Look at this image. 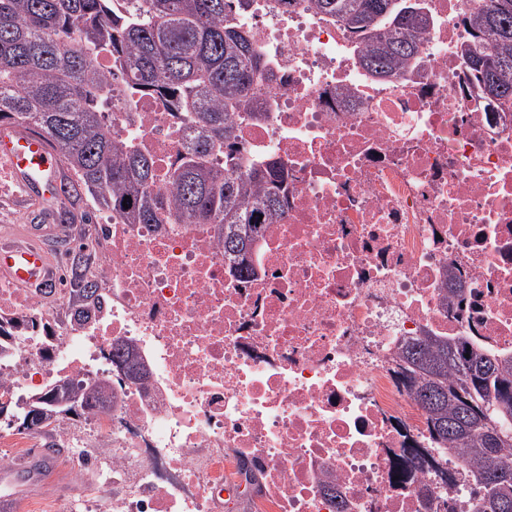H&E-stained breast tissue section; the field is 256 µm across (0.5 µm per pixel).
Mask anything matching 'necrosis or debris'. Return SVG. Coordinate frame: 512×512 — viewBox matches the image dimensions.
Here are the masks:
<instances>
[{"instance_id":"1","label":"necrosis or debris","mask_w":512,"mask_h":512,"mask_svg":"<svg viewBox=\"0 0 512 512\" xmlns=\"http://www.w3.org/2000/svg\"><path fill=\"white\" fill-rule=\"evenodd\" d=\"M419 5L417 57L388 78L310 0L240 15L266 73L234 115L236 147L287 174L255 275L233 273L212 225L107 223L88 237L98 290L82 321L64 313L67 289L0 281V320L33 327L0 350V402L34 382L112 385L110 405L59 430L84 507L216 512L227 488L249 492L250 512H447L468 498L397 356L427 333L512 353V111L467 77L466 0ZM106 119L162 176L194 131L170 97L131 100L120 84ZM456 278L460 302L446 297ZM118 341L146 382L117 370Z\"/></svg>"}]
</instances>
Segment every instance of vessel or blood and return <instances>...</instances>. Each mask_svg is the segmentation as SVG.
<instances>
[{
	"label": "vessel or blood",
	"instance_id": "vessel-or-blood-1",
	"mask_svg": "<svg viewBox=\"0 0 512 512\" xmlns=\"http://www.w3.org/2000/svg\"><path fill=\"white\" fill-rule=\"evenodd\" d=\"M7 160L13 176L27 199L53 202L60 182L61 162L48 147L44 137L29 129L0 130V160ZM0 273L20 285L38 283L52 287L53 281L45 250L38 245H0ZM34 460H25L15 470L0 474L5 491L0 494V512H16L22 496L18 485Z\"/></svg>",
	"mask_w": 512,
	"mask_h": 512
}]
</instances>
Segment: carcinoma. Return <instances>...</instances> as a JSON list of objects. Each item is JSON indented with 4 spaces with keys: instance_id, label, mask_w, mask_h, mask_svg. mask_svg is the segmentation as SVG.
I'll return each mask as SVG.
<instances>
[{
    "instance_id": "carcinoma-1",
    "label": "carcinoma",
    "mask_w": 512,
    "mask_h": 512,
    "mask_svg": "<svg viewBox=\"0 0 512 512\" xmlns=\"http://www.w3.org/2000/svg\"><path fill=\"white\" fill-rule=\"evenodd\" d=\"M0 0V123L41 133L73 176L60 191L85 193L118 224H212L224 258L239 276L254 274L250 255L267 225L283 212L286 180L276 162L241 169L233 114L254 103L263 63L237 23L248 0ZM367 44L363 66L391 77L418 53L428 19L411 0H311ZM475 38L461 48L472 84L503 110L512 108V0H485L469 13ZM112 58V74L96 59ZM120 79L132 94L164 91L199 127L181 162L160 179L152 157L112 136L103 112ZM224 155V166L212 157ZM131 200L123 207L124 199ZM84 254L71 265L73 296L95 284ZM470 357H465V354ZM399 374L427 416L435 448L458 451L460 475L475 487L465 512H499L511 504L512 442H493L491 416L512 420V356L478 349L464 336H419L401 348ZM101 382L79 387L60 380L41 392L39 406L73 402V415L105 403ZM23 401L11 416L17 430L46 435L49 419L31 417Z\"/></svg>"
}]
</instances>
